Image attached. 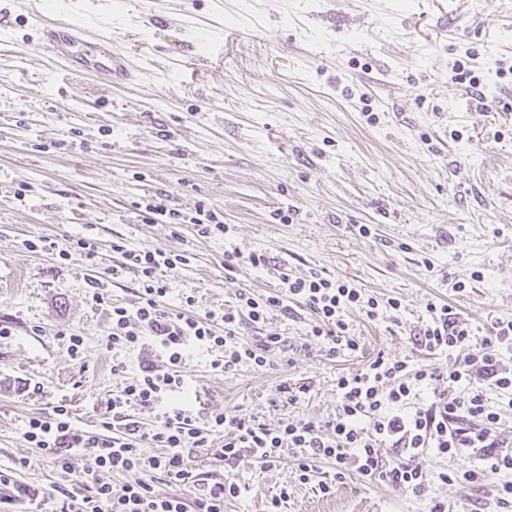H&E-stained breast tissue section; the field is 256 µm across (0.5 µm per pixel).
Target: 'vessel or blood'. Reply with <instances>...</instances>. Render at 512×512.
Segmentation results:
<instances>
[{
  "instance_id": "vessel-or-blood-1",
  "label": "vessel or blood",
  "mask_w": 512,
  "mask_h": 512,
  "mask_svg": "<svg viewBox=\"0 0 512 512\" xmlns=\"http://www.w3.org/2000/svg\"><path fill=\"white\" fill-rule=\"evenodd\" d=\"M37 32L38 49L63 61L76 76H89L108 85L128 76L126 61L113 51L109 36L94 34L79 23L45 19L38 23Z\"/></svg>"
}]
</instances>
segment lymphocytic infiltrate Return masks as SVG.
<instances>
[{
	"mask_svg": "<svg viewBox=\"0 0 512 512\" xmlns=\"http://www.w3.org/2000/svg\"><path fill=\"white\" fill-rule=\"evenodd\" d=\"M112 249L120 253L122 268L138 273L140 287L134 304L108 309L107 342L128 350L153 342L166 367L161 370L153 360H144L138 374L113 395L111 433L76 427L64 405L55 406L52 415L29 418L27 442L52 457L63 473H71L73 456L89 462L79 477L85 496L55 506L50 497L29 492L25 502L31 512H41L46 505L51 512H224L225 503L244 492L233 474L235 467L247 463L264 470L284 454L292 455L305 484L316 481L317 464L325 461L334 465L337 478L358 475L422 496L434 478L417 465V457L431 453L451 458L463 448L472 449L478 466L443 472L437 479L446 484L474 483L490 474L501 475L492 497L498 512H512V439L504 437L500 413L484 396L485 390L496 391L512 408L511 315L494 318L478 337L451 306L427 300L426 320L413 332L415 344L430 356L460 348L467 349V356L441 372L376 354L361 369L337 378L336 411L322 423L287 420L272 429L255 416L217 408L198 420L175 405L160 424L147 430L130 417L129 408H153L184 388L182 370L193 346L219 350L221 356L211 367L227 374L244 366L269 365L274 354L287 349L286 338L277 333L255 341L241 339L242 321L260 324L274 313L287 317L305 310L311 316L307 345L335 358L360 348L348 322L350 312L373 321L382 308L396 311L401 303L364 296L356 284L318 270L297 277L265 254L233 250L224 254L225 273H236L245 265L270 272L278 281L275 293L258 295L243 288L235 304L202 315L194 312L189 296L185 309L177 311L165 301L169 286L164 274L184 263V255L163 249L130 250L118 243ZM435 381L443 385L440 393L427 406L413 407L417 389ZM217 434L224 437V472L199 477L189 466L190 457L195 449L209 447ZM132 470L158 474L161 482L137 481L116 495L102 478L106 471ZM168 485L191 487V498L165 493Z\"/></svg>",
	"mask_w": 512,
	"mask_h": 512,
	"instance_id": "lymphocytic-infiltrate-1",
	"label": "lymphocytic infiltrate"
}]
</instances>
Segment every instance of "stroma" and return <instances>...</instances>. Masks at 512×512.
Listing matches in <instances>:
<instances>
[{"instance_id": "1", "label": "stroma", "mask_w": 512, "mask_h": 512, "mask_svg": "<svg viewBox=\"0 0 512 512\" xmlns=\"http://www.w3.org/2000/svg\"><path fill=\"white\" fill-rule=\"evenodd\" d=\"M29 2L0 0V326L10 330L0 337V512H16L25 489L84 495V459L62 474L26 441L27 421L64 404L79 428L101 431L112 395L139 371V351L108 346L88 286L103 278L109 302H134L139 278L120 269L113 243L185 252L188 264L165 274L169 301L194 296L201 313L233 304L241 288L273 291L270 277L246 268L225 277L224 252L234 247L293 275L313 267L401 301L393 319L352 313L361 349L335 359L304 347L305 313L242 322L245 338H287L286 354L267 367L224 375L210 366L218 351L193 347L188 389L166 405L241 409L272 428L327 421L337 377L377 353L426 360L409 333L427 299L477 327L512 316V73L496 74L512 65V0ZM36 15L99 19L129 53L132 79L104 87L72 75L37 49ZM462 59L483 99L455 83ZM151 200L188 214L205 206L233 231L201 238L190 224L145 223L141 206ZM42 236L58 248L95 239L97 266L31 249ZM71 333L83 340L76 358ZM284 380L309 391L272 405ZM166 405L129 413L151 426ZM21 457L26 466L14 469ZM474 461L468 448L422 457L435 475L430 496L448 499L451 512H496L492 481L436 478ZM236 474L247 491L225 512H263L283 487L284 512L427 510L402 488L356 475L321 493L286 455L268 471L245 463Z\"/></svg>"}]
</instances>
